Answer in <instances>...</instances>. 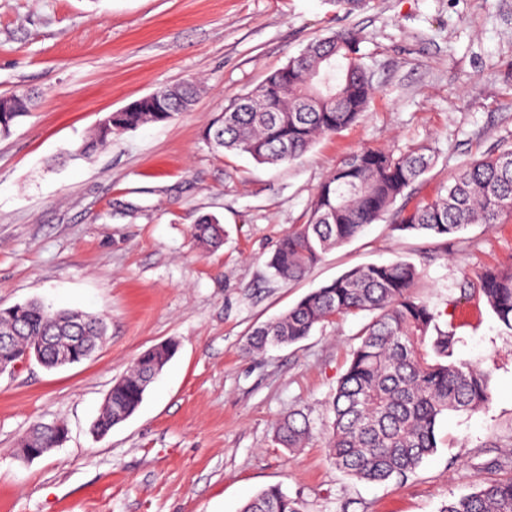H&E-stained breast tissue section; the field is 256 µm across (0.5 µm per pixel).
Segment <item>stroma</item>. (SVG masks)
Instances as JSON below:
<instances>
[{
  "label": "stroma",
  "instance_id": "1",
  "mask_svg": "<svg viewBox=\"0 0 512 512\" xmlns=\"http://www.w3.org/2000/svg\"><path fill=\"white\" fill-rule=\"evenodd\" d=\"M344 28L361 33L376 89L356 124L279 167L210 148L218 112ZM189 79L203 83L189 111L65 160L106 113ZM18 90L40 101L0 136V308L38 299L104 316L108 329L82 363L0 375V512H239L272 485L302 512H440L512 476V331L478 281L512 263V216L447 238L399 230L389 214L301 281L267 267L319 183L360 147L434 155L398 200L409 209L471 159L512 148V0H367L350 12L333 0H0V95ZM204 215L220 219L224 244L203 256L191 229ZM399 258L453 331L455 360L489 370L491 401L443 417L435 454L407 479L373 484L337 470L324 447L368 313L262 354L245 348L310 291ZM170 339L179 350L139 410L94 436L114 380ZM291 410L312 428L292 452L273 438ZM55 422L65 442L22 459L18 440Z\"/></svg>",
  "mask_w": 512,
  "mask_h": 512
}]
</instances>
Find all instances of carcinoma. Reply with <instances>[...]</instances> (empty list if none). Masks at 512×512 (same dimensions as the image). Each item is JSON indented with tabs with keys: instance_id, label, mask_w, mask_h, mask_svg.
<instances>
[{
	"instance_id": "cac0c4a2",
	"label": "carcinoma",
	"mask_w": 512,
	"mask_h": 512,
	"mask_svg": "<svg viewBox=\"0 0 512 512\" xmlns=\"http://www.w3.org/2000/svg\"><path fill=\"white\" fill-rule=\"evenodd\" d=\"M360 33L340 29L313 39L296 56L247 95L218 113L205 132L217 151L249 155L259 164L281 165L302 157L321 137L340 134L368 111L375 88L360 48ZM199 85L188 81L160 87L108 114L73 151L89 158L112 140L148 123L168 122L192 106ZM32 110V95H0V135H7ZM420 151L396 155L362 147L341 161L317 186L302 224L289 229L270 257L272 274L285 281L301 278L322 256L358 236L394 210L398 198L431 167ZM512 214V149L488 153L463 165L445 193L396 212L399 230L454 236L473 224H497ZM203 252L224 244V228L211 216L193 226ZM420 273L407 260L372 264L344 272L305 295L285 314L256 329L248 350L297 343L324 324L366 311L372 319L338 381L326 433L329 459L340 470L367 482L401 479L437 450L436 428L452 413L471 414L490 401V373L452 360L451 332L414 292ZM481 293L499 322L512 330V266L490 268L481 276ZM103 318L54 310L40 302L0 310V362L16 360L31 342L51 336L60 347L70 337L96 351L106 336ZM168 340L143 351L127 373L114 381L110 403L95 423L106 435L132 416L149 384L175 355ZM62 423L35 425L19 448H52ZM311 434L307 416L290 411L274 427L283 448L304 446ZM240 512H300L297 499L270 486ZM441 512H512V476L479 486L452 499Z\"/></svg>"
}]
</instances>
